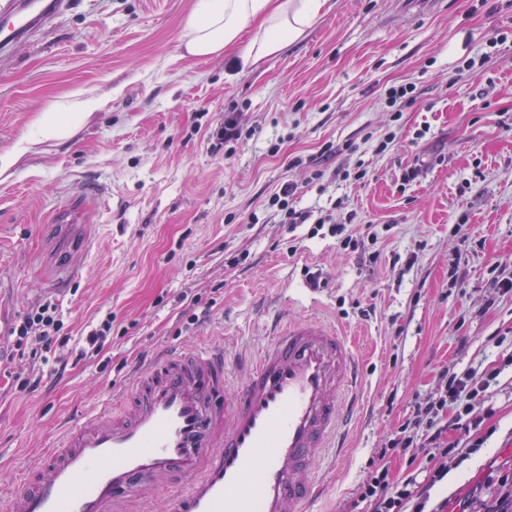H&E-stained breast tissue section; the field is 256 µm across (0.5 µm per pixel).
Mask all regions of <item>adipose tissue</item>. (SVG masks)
<instances>
[{"label":"adipose tissue","instance_id":"1","mask_svg":"<svg viewBox=\"0 0 512 512\" xmlns=\"http://www.w3.org/2000/svg\"><path fill=\"white\" fill-rule=\"evenodd\" d=\"M332 7V0H197L187 20L186 51L193 57L227 53L245 69L293 45ZM98 107L85 99L46 113L34 141L66 138Z\"/></svg>","mask_w":512,"mask_h":512}]
</instances>
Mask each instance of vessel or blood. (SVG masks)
I'll return each instance as SVG.
<instances>
[{
	"mask_svg": "<svg viewBox=\"0 0 512 512\" xmlns=\"http://www.w3.org/2000/svg\"><path fill=\"white\" fill-rule=\"evenodd\" d=\"M67 6L0 0V55ZM92 203L65 200L58 223H82ZM267 329L256 356L196 343L136 369L18 473L8 512H152L140 492L157 486L172 512H314L313 464L335 459L357 416L361 364L335 322L282 314Z\"/></svg>",
	"mask_w": 512,
	"mask_h": 512,
	"instance_id": "vessel-or-blood-1",
	"label": "vessel or blood"
}]
</instances>
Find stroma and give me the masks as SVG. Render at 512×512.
<instances>
[{"mask_svg": "<svg viewBox=\"0 0 512 512\" xmlns=\"http://www.w3.org/2000/svg\"><path fill=\"white\" fill-rule=\"evenodd\" d=\"M195 2L72 0L0 63V155L22 153L0 177V342L47 301L70 336L56 352L64 374L28 356L0 361V484L156 349L220 340L228 354L255 355L260 308L296 317L314 307L348 330L364 370L362 416L346 457L323 472L319 512H370L359 488L381 464L395 484L425 478L427 457L389 440L417 422L444 370L489 377L472 404L492 434L471 447L444 411L456 480L437 483L427 508L487 498L490 476L512 470V291L489 286L512 278L494 266L512 256V0H335L297 43L242 72L185 53ZM407 82L415 100L392 116L380 93ZM88 98L99 110L67 139L31 142L43 113ZM228 116L255 133L214 149ZM390 127L396 139L379 150ZM297 156L321 157L329 172L360 160L367 175L311 183L289 167ZM286 182L298 207L374 225L381 242L351 252L330 228L312 237L267 218L265 201ZM89 185L100 200L87 251L70 248L55 212ZM71 259L83 277L54 289ZM309 268L328 279L314 295ZM201 305L209 319L189 324ZM107 318L102 350L82 354ZM33 370L38 390L13 387Z\"/></svg>", "mask_w": 512, "mask_h": 512, "instance_id": "obj_1", "label": "stroma"}]
</instances>
